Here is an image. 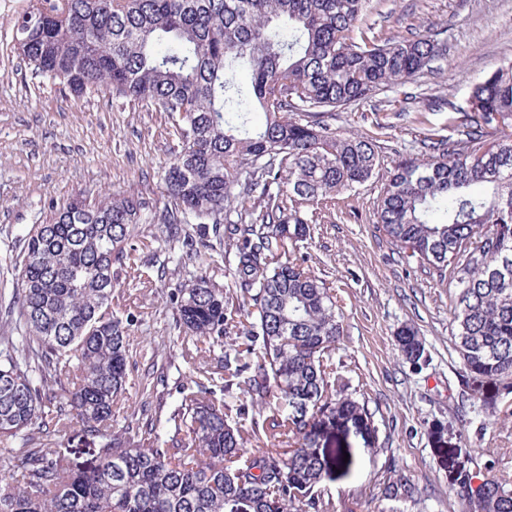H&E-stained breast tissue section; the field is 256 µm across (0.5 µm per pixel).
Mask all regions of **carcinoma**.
Returning a JSON list of instances; mask_svg holds the SVG:
<instances>
[{
  "label": "carcinoma",
  "instance_id": "carcinoma-1",
  "mask_svg": "<svg viewBox=\"0 0 512 512\" xmlns=\"http://www.w3.org/2000/svg\"><path fill=\"white\" fill-rule=\"evenodd\" d=\"M370 0H37L17 19L23 59L76 96L106 89L181 115L182 145L164 167L172 206L164 223L184 232L212 222L236 246L241 302L205 277L181 291V325L221 342L224 386L280 414L262 420L269 448L247 455L224 402L184 395L175 434L156 422L132 440L112 436L126 389L128 328L108 311L112 262L140 219L131 196L90 206L74 199L25 239L19 272L26 335L45 350L32 367L0 351V434L82 423L99 439L83 467L57 448L21 462L0 448V512H330L314 495L344 455L318 448L321 426L370 430L365 405L336 388L332 352L342 333L327 284L281 261L310 236L301 210L367 182L380 164L373 138L340 134L329 113L403 83L440 56L430 36L382 40L364 30ZM457 137L424 140L426 158L389 171L376 201L380 231L455 285L452 336L466 372L512 392V63L474 84ZM237 220H223L227 211ZM417 364L414 327L397 335ZM63 376L45 418L33 372ZM467 512H512V489L455 476Z\"/></svg>",
  "mask_w": 512,
  "mask_h": 512
}]
</instances>
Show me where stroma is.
<instances>
[{"mask_svg": "<svg viewBox=\"0 0 512 512\" xmlns=\"http://www.w3.org/2000/svg\"><path fill=\"white\" fill-rule=\"evenodd\" d=\"M32 4L0 0V346L21 334L17 279L28 232L78 196L90 205L139 197L142 218L112 267L110 307L129 328V379L113 436L159 418L174 434L175 405L181 394L194 393L241 411L246 450L265 447L251 422L255 403L224 388L219 346L186 335L179 321L177 295L199 277L236 293L233 247L210 233L183 247L162 222L171 203L162 167L179 146V113L103 90L77 98L36 75L18 53L13 30ZM366 21L395 40L413 32L431 36L446 51L433 71L333 112L329 122L337 132L376 139L381 164L339 214L318 208L310 237L288 250L336 297L344 332L333 362L346 394L365 403L375 425L368 437L349 423L330 431L328 447L350 449L353 464L348 474L326 476L315 492L332 512H465L457 470L512 482V394L467 374L452 338L453 285L398 254L373 209L392 166L422 158L424 137L450 134V119L467 107L474 79L512 63V0H371ZM432 97L443 100L441 109L428 108ZM191 248L200 258L188 256ZM407 324L424 343L418 366L397 346ZM30 439L50 440L84 465L99 448L79 423L61 437L36 428L25 438L0 437V448H22ZM393 479L410 485L412 497L387 499L384 488Z\"/></svg>", "mask_w": 512, "mask_h": 512, "instance_id": "stroma-1", "label": "stroma"}]
</instances>
